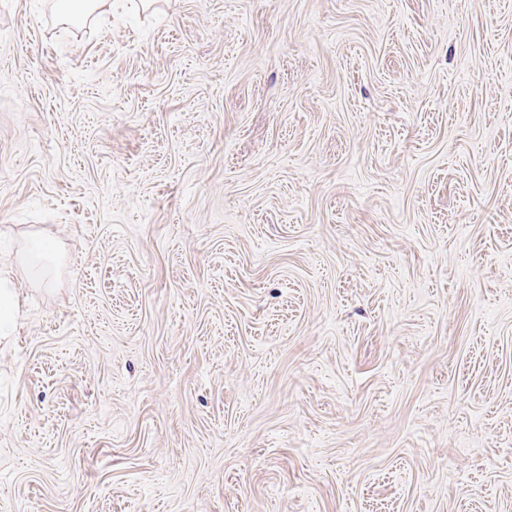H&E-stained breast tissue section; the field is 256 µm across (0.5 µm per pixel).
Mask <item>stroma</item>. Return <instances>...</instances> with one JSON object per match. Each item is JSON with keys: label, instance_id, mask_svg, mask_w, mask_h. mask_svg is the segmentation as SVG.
Here are the masks:
<instances>
[{"label": "stroma", "instance_id": "1", "mask_svg": "<svg viewBox=\"0 0 512 512\" xmlns=\"http://www.w3.org/2000/svg\"><path fill=\"white\" fill-rule=\"evenodd\" d=\"M0 512H512V0H0ZM103 0H56L59 16L66 21L84 20L104 5ZM18 298L9 282L0 279V338L11 336L19 320L16 315Z\"/></svg>", "mask_w": 512, "mask_h": 512}]
</instances>
